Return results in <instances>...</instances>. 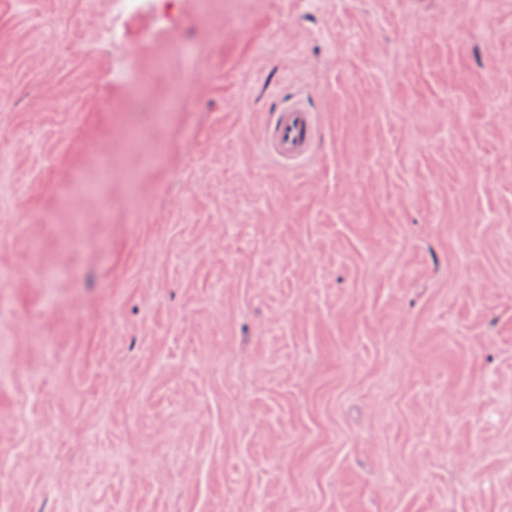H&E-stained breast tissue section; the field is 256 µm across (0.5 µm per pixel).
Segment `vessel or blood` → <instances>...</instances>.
<instances>
[{
	"label": "vessel or blood",
	"instance_id": "vessel-or-blood-1",
	"mask_svg": "<svg viewBox=\"0 0 512 512\" xmlns=\"http://www.w3.org/2000/svg\"><path fill=\"white\" fill-rule=\"evenodd\" d=\"M319 132V112L307 100L289 94L268 116L261 151L283 169H298L312 158Z\"/></svg>",
	"mask_w": 512,
	"mask_h": 512
}]
</instances>
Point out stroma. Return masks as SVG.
<instances>
[{"label":"stroma","mask_w":512,"mask_h":512,"mask_svg":"<svg viewBox=\"0 0 512 512\" xmlns=\"http://www.w3.org/2000/svg\"><path fill=\"white\" fill-rule=\"evenodd\" d=\"M0 512H512V0H0ZM319 132V112L307 100L289 94L268 116L261 151L283 169H298L312 158Z\"/></svg>","instance_id":"stroma-1"}]
</instances>
